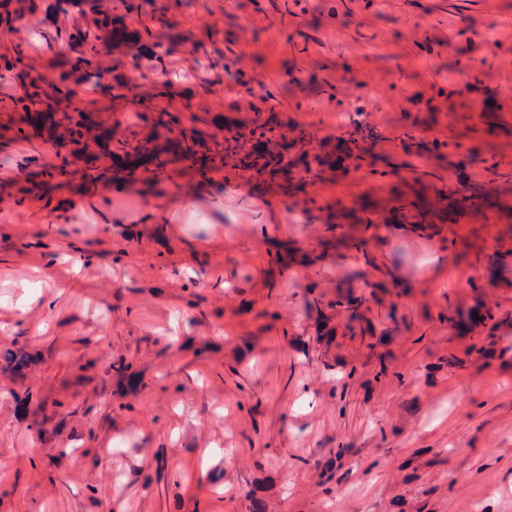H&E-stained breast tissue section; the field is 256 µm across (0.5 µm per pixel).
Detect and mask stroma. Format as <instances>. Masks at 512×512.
Instances as JSON below:
<instances>
[{
  "label": "stroma",
  "mask_w": 512,
  "mask_h": 512,
  "mask_svg": "<svg viewBox=\"0 0 512 512\" xmlns=\"http://www.w3.org/2000/svg\"><path fill=\"white\" fill-rule=\"evenodd\" d=\"M103 5L143 36L99 80L68 64L82 0L0 22V80L60 115L65 84L94 138L0 100V512H512V0ZM163 112L209 145L272 120L293 168H244L243 141L220 174L115 170ZM339 112L363 168L305 172ZM474 181L449 222L437 188ZM202 182L223 214L139 222ZM347 288L385 344L350 338ZM477 304L498 329L458 335Z\"/></svg>",
  "instance_id": "1"
}]
</instances>
